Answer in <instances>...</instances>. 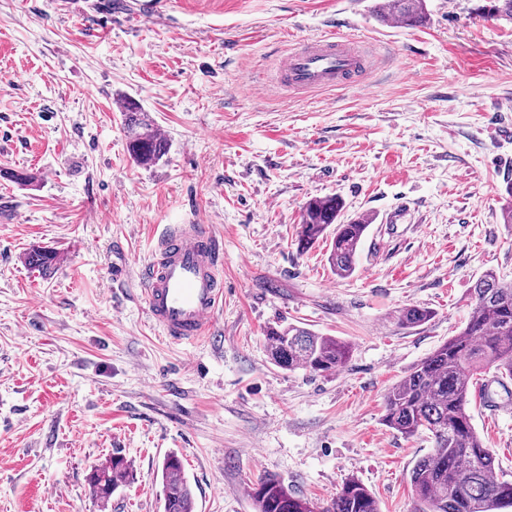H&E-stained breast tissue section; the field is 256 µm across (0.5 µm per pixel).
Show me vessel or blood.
<instances>
[{
  "label": "vessel or blood",
  "instance_id": "1",
  "mask_svg": "<svg viewBox=\"0 0 512 512\" xmlns=\"http://www.w3.org/2000/svg\"><path fill=\"white\" fill-rule=\"evenodd\" d=\"M365 63L353 41L332 33L291 49L277 68L285 86L301 92L334 86ZM221 245L216 225H170L141 267L138 279L150 321L170 342L211 339L224 304Z\"/></svg>",
  "mask_w": 512,
  "mask_h": 512
}]
</instances>
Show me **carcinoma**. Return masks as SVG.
Segmentation results:
<instances>
[{"mask_svg": "<svg viewBox=\"0 0 512 512\" xmlns=\"http://www.w3.org/2000/svg\"><path fill=\"white\" fill-rule=\"evenodd\" d=\"M386 21L396 17L408 26L425 21V0H390L379 11ZM488 17L512 22V0H491ZM126 146L139 164L150 165L169 152L140 104L125 99L122 109ZM344 209L337 196L309 200L303 207L297 234L298 248L307 250L330 239L328 261L339 278L355 271V258L369 227L368 220L340 222ZM470 315L462 331L421 359L385 395L384 424L406 438L429 435L432 449L412 468L410 481L420 512H503L512 508V482L498 476L496 457L478 435L468 405L481 371L494 366L512 378V284L496 274L481 275L469 291ZM431 318L419 306L401 309L398 324L414 327ZM267 352L276 366L330 373L350 358L349 342L311 330L271 327L265 336ZM130 477L128 461L114 455L95 466L90 484L98 500L107 502ZM163 512H194L192 488L181 459L167 455L162 463ZM256 512H379L367 487L356 478L346 480L324 506L297 495L276 477L265 476L251 486Z\"/></svg>", "mask_w": 512, "mask_h": 512, "instance_id": "carcinoma-1", "label": "carcinoma"}]
</instances>
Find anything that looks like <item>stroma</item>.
Segmentation results:
<instances>
[{"mask_svg": "<svg viewBox=\"0 0 512 512\" xmlns=\"http://www.w3.org/2000/svg\"><path fill=\"white\" fill-rule=\"evenodd\" d=\"M379 2L163 0L143 18L138 0H0V512H162L171 452L195 512H256L262 476L318 503L354 477L380 512H414L432 442L386 427L384 398L464 328L480 275L512 282V24L488 0H426L399 26ZM335 27L370 60L363 82L283 88L277 59ZM124 98L164 130L159 162L128 154ZM328 195L371 219L345 279L325 244H296ZM168 224L221 233L213 341L173 345L149 320L137 271ZM36 249L54 267L30 265ZM411 305L431 319L400 326ZM288 325L350 342V360L276 367L265 335ZM496 374L497 415L469 412L512 477ZM115 454L131 476L104 504L89 474Z\"/></svg>", "mask_w": 512, "mask_h": 512, "instance_id": "35a3bbf8", "label": "stroma"}]
</instances>
